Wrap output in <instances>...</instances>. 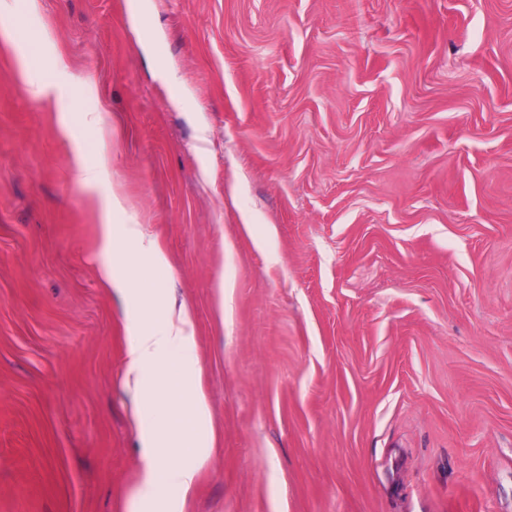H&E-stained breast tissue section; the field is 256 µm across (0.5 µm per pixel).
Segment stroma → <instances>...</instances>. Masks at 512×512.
Wrapping results in <instances>:
<instances>
[{
	"label": "stroma",
	"instance_id": "35a3bbf8",
	"mask_svg": "<svg viewBox=\"0 0 512 512\" xmlns=\"http://www.w3.org/2000/svg\"><path fill=\"white\" fill-rule=\"evenodd\" d=\"M0 14V512H136L152 402L111 184L187 303L215 452L180 512H512V0H17ZM71 87L29 96L18 56ZM172 73L176 87L160 83ZM71 169L74 180L90 191L89 204L96 209L102 217L99 224L100 254L107 255L112 251L114 243V229L110 222L113 214H126L124 198L114 188L105 194H95L94 191L107 184L110 178V162L104 153H99L96 160L90 162L86 151L79 148L72 158Z\"/></svg>",
	"mask_w": 512,
	"mask_h": 512
}]
</instances>
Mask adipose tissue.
<instances>
[{
    "instance_id": "ef3b65f1",
    "label": "adipose tissue",
    "mask_w": 512,
    "mask_h": 512,
    "mask_svg": "<svg viewBox=\"0 0 512 512\" xmlns=\"http://www.w3.org/2000/svg\"><path fill=\"white\" fill-rule=\"evenodd\" d=\"M77 183L89 190V204L102 222L99 226L101 254L112 250V215L125 212L122 195L108 189L110 162L106 154L88 160L77 149L71 163ZM99 276L128 306L139 310L132 324L124 377L138 397L152 399L154 427L143 435L145 454L136 498L144 508L166 503L172 494L185 495L194 486L200 470L210 459L211 411L205 397L193 387L198 372L193 323L187 307L167 302L162 289L144 294L130 285L131 277L120 262L101 261ZM155 369L152 383H144L147 369Z\"/></svg>"
}]
</instances>
